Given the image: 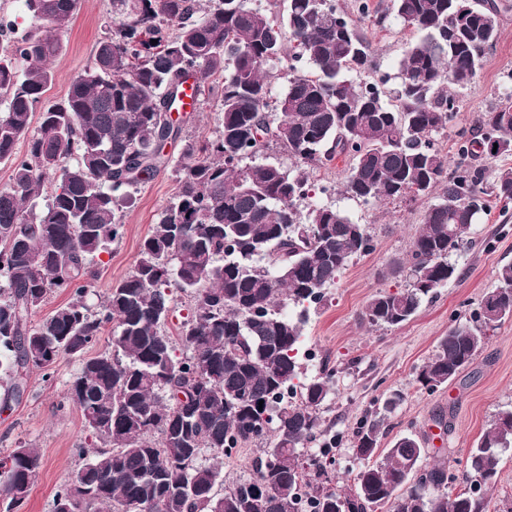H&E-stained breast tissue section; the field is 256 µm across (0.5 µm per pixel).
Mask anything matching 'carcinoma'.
<instances>
[{"label": "carcinoma", "mask_w": 512, "mask_h": 512, "mask_svg": "<svg viewBox=\"0 0 512 512\" xmlns=\"http://www.w3.org/2000/svg\"><path fill=\"white\" fill-rule=\"evenodd\" d=\"M79 0H23L30 26L0 60V162H13L0 190V391L17 401L30 373L51 375L78 357L68 389L91 436L103 442L54 495L52 512H488L501 454L512 448V408L499 411L456 476L428 468L431 485L408 483L426 456L415 435L378 449L382 421L361 423L352 448L364 460L354 488L332 486L340 437L320 410L336 394L335 370L312 378L300 362L312 305L349 262L373 250L370 235L343 210L310 199L306 167L352 160L345 192L365 203L429 197L405 269L408 284L379 293L362 319L382 328L408 321L456 271L457 252L490 200L512 203V167L485 182V163L512 154V92L481 113L456 141L447 168L432 133L459 110L468 85L498 40L512 0H391L420 34L400 61L395 100L358 81L369 44L357 18L332 0H288L272 19L251 0H112V33L60 102L44 98L49 62ZM292 51H287L284 35ZM288 69L270 104L269 67ZM224 75L220 129L184 157L177 191L160 211L129 274L97 305L88 268L124 234L117 216L131 191L168 164L164 147L180 134L169 119L188 81L202 89ZM40 111L36 132L32 117ZM304 167L262 161L257 134ZM29 138L27 153L15 146ZM49 202L33 213L45 184ZM72 300L38 324L49 295ZM194 300L175 329L174 294ZM512 318V265L484 297L481 324H458L421 367L433 391L485 348L488 330ZM109 349L84 357L106 328ZM260 446L253 474L218 493L224 458ZM317 448L309 451V444ZM0 472V512H20L40 466L20 446ZM464 489L448 494V483Z\"/></svg>", "instance_id": "cac0c4a2"}]
</instances>
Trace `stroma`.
<instances>
[{
	"mask_svg": "<svg viewBox=\"0 0 512 512\" xmlns=\"http://www.w3.org/2000/svg\"><path fill=\"white\" fill-rule=\"evenodd\" d=\"M369 3L387 21L382 26L369 21L360 25L361 35L371 46L364 76L383 80L391 98L400 85L399 62L417 35L390 16V0ZM111 32L112 0H80L78 13L61 35L63 51L52 64L48 100L66 96L73 77L90 63L96 44ZM509 91L512 12L501 17L499 38L476 78L458 89L460 110L435 136L441 153L454 155L458 133L474 128L480 113ZM220 93V80H213L202 92L197 112L176 113L182 133L165 147L169 165L140 185L132 203L120 209L125 232L95 257L89 303L103 300L133 270L142 240L176 191V173L185 150L217 130ZM348 168V158L341 156L309 172L317 202L348 212L364 225L374 244L369 254L355 257L336 285L327 289L304 329L305 346L317 352L316 362L306 365L308 373H315L323 360L336 370V395L321 411L325 423L346 437L337 451L344 472L335 486L351 488L353 472L359 467L348 435L359 421L377 418L384 421L381 447H390L400 435H416L428 450L424 465L442 460L450 473H457L464 470L473 444L495 415L512 407V318L491 332L478 357L448 384L427 390L418 382L417 372L451 327L475 320L498 269L512 264V205L491 204L483 220L472 226L461 250L451 257L457 267L455 277L434 298L424 300L410 320L373 329L364 324L362 312L377 293L405 286L401 267L410 259L428 200L407 197L367 204L351 198L344 192ZM78 368L77 359L61 358L51 377L30 374L19 401H0V457L21 445L34 446L40 455L37 478L22 512H51L56 490L84 464L79 449H95L80 411L64 401ZM395 392L403 396L400 405L393 413L383 414L384 401Z\"/></svg>",
	"mask_w": 512,
	"mask_h": 512,
	"instance_id": "obj_1",
	"label": "stroma"
}]
</instances>
